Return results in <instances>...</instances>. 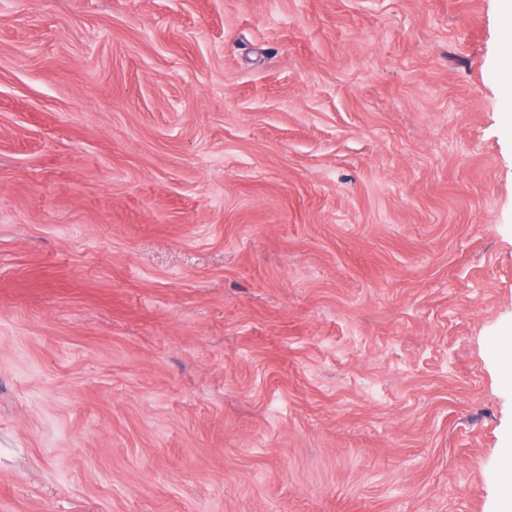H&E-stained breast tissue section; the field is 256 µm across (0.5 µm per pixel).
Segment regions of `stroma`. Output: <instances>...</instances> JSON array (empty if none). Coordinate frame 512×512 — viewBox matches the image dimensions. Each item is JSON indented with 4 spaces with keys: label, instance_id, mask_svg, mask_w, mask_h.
<instances>
[{
    "label": "stroma",
    "instance_id": "obj_1",
    "mask_svg": "<svg viewBox=\"0 0 512 512\" xmlns=\"http://www.w3.org/2000/svg\"><path fill=\"white\" fill-rule=\"evenodd\" d=\"M501 0H0V512H504Z\"/></svg>",
    "mask_w": 512,
    "mask_h": 512
}]
</instances>
